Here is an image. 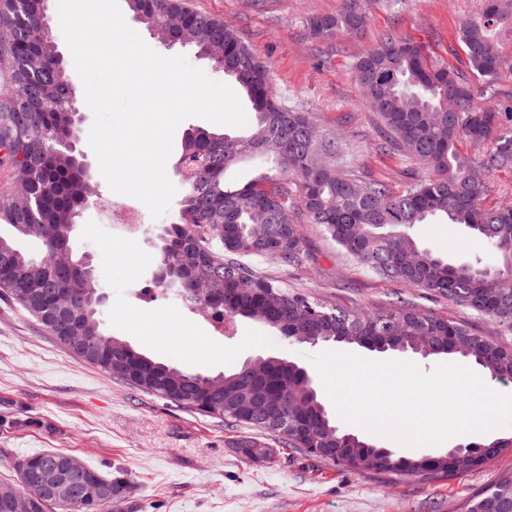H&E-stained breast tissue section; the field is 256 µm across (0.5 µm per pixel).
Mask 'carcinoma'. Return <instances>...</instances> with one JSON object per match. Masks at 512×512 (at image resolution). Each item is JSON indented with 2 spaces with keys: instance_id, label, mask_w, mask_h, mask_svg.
<instances>
[{
  "instance_id": "cac0c4a2",
  "label": "carcinoma",
  "mask_w": 512,
  "mask_h": 512,
  "mask_svg": "<svg viewBox=\"0 0 512 512\" xmlns=\"http://www.w3.org/2000/svg\"><path fill=\"white\" fill-rule=\"evenodd\" d=\"M50 0H0V226L38 243L34 258L0 235V298L35 318L63 345L81 336L125 357L94 364L122 383L177 408L253 432L236 442L247 457H275L285 450L309 456L311 448H340V469L374 471L423 480L448 478L483 466L512 449V437L473 443L467 457L447 452L408 456L343 431L327 409L314 380L302 367L273 357L265 375L250 379L244 367L209 376L156 361L106 332L98 303V271L73 254L71 233L90 205V176L70 143L72 107L79 99L51 27ZM135 20L160 42L192 47L211 60L247 97L254 120L235 148L226 135L188 130L175 165L186 193L177 199L179 222L168 225L161 264L211 283L194 307L227 320L259 322L288 340L353 344L371 351L410 353L423 360L456 356L490 379L512 381V347L482 336L462 320L421 310L400 298L369 311L333 304L285 287L255 269L251 257L298 266L305 258L295 215L317 224L358 265L377 277L405 283L447 299L471 314L512 331V206H484L487 174L512 168V99L491 106L488 89L504 76L499 40L512 37V0H485L480 16L462 22L457 40L471 77L432 63L422 45L389 33L355 64L367 107L387 132L385 144L422 165L424 179L400 194L381 182H365L336 165L342 141L324 137L303 112L288 106L273 87L269 70L231 26L192 9L187 0H126ZM366 21L360 0H344L334 15L317 16L309 27L319 37L360 31ZM482 154L466 158L459 144ZM246 159L264 165L242 187L226 180ZM443 217L483 239L491 252L484 264L452 263L421 247L411 234L417 224ZM70 253L61 269L50 261ZM74 314L72 327L55 318L56 307ZM273 400L280 413L298 421L289 433L242 415L245 395ZM68 453L27 456L33 466H59ZM89 477L80 512H110L98 502ZM467 512H512V477L469 501Z\"/></svg>"
}]
</instances>
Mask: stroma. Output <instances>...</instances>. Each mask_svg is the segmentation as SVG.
Listing matches in <instances>:
<instances>
[{
	"label": "stroma",
	"mask_w": 512,
	"mask_h": 512,
	"mask_svg": "<svg viewBox=\"0 0 512 512\" xmlns=\"http://www.w3.org/2000/svg\"><path fill=\"white\" fill-rule=\"evenodd\" d=\"M199 11L233 26L268 66L289 106L309 115L326 134L340 138L342 165L365 180L399 193L425 172L400 154L380 149V121L362 103L354 64L382 36L394 32L424 46L431 61L465 70L456 39L460 23L478 16L483 0H364L365 26L356 34L314 36L310 18L336 14L343 0H189ZM137 239L128 241L84 213L73 233L77 253L100 270L112 336L142 353L206 374L275 355L310 367L324 345L285 340L268 327L237 321L217 334L206 315L156 285L165 225L141 209ZM305 262L284 267L259 258L255 267L286 287L346 306L371 310L396 297L416 299L422 310L468 320L484 336L512 346V333L484 318L469 317L448 300L376 277L346 257L315 224H301ZM417 241L451 261H487L489 250L457 224L416 225ZM150 323L135 335L130 318ZM243 433L223 421L183 411L128 387L73 354L26 312L0 302V484L16 482L14 463L45 450L79 455L109 475L123 470L130 488L114 512H466L469 500L512 475V451L487 465L437 481L352 473L299 454L252 461L235 446Z\"/></svg>",
	"instance_id": "1"
}]
</instances>
